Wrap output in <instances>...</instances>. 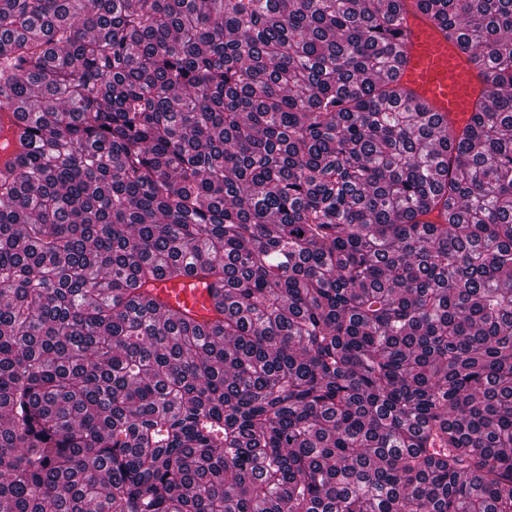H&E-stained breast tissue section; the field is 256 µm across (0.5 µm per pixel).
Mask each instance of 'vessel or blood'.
Returning <instances> with one entry per match:
<instances>
[{
    "instance_id": "vessel-or-blood-1",
    "label": "vessel or blood",
    "mask_w": 512,
    "mask_h": 512,
    "mask_svg": "<svg viewBox=\"0 0 512 512\" xmlns=\"http://www.w3.org/2000/svg\"><path fill=\"white\" fill-rule=\"evenodd\" d=\"M397 42V78L411 102L438 113L455 127L467 125L477 101L490 96V86L471 56L449 40L413 0H407L402 11ZM19 111V104L13 102L0 105V141L10 143L0 151V168L23 149L25 127ZM155 293L163 308L175 316H190L203 324L213 315L214 299L195 276L159 280Z\"/></svg>"
}]
</instances>
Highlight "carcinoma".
<instances>
[{
  "label": "carcinoma",
  "instance_id": "cac0c4a2",
  "mask_svg": "<svg viewBox=\"0 0 512 512\" xmlns=\"http://www.w3.org/2000/svg\"><path fill=\"white\" fill-rule=\"evenodd\" d=\"M417 5L460 130L400 0H0V512H512V0ZM405 1L396 37L400 49L397 79L412 103L463 128L477 101L490 97V85L468 53L449 40L412 0ZM0 97V141L8 139L10 146L5 151H0V168L10 163L14 156L23 150L22 139L25 133L23 122L19 118L20 104L9 103L7 107L1 104ZM17 113V114H16ZM155 293L161 307L175 316H190L205 324L213 315L214 298L210 296L203 281L194 275L180 280L161 279L156 283Z\"/></svg>",
  "mask_w": 512,
  "mask_h": 512
}]
</instances>
